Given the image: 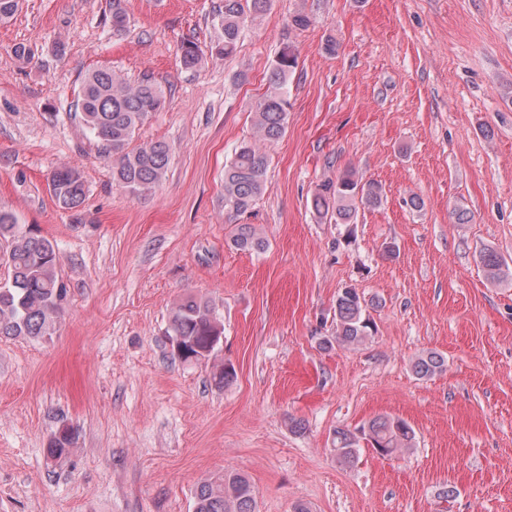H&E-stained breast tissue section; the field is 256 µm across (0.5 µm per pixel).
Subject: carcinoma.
<instances>
[{
  "instance_id": "obj_1",
  "label": "carcinoma",
  "mask_w": 512,
  "mask_h": 512,
  "mask_svg": "<svg viewBox=\"0 0 512 512\" xmlns=\"http://www.w3.org/2000/svg\"><path fill=\"white\" fill-rule=\"evenodd\" d=\"M271 0H222L219 15L224 39L210 46V56L229 58L235 55L244 23L256 22L268 11ZM112 32L125 31L128 12L125 0H112L110 5ZM181 65L187 70L201 67L204 54L198 44L188 40L179 47ZM297 68V55L291 44L276 55L268 76L267 90L254 109L255 139L242 141L229 164L224 167V211L239 216L249 211L267 190L266 174L270 163L269 148L286 133L288 127L287 87ZM166 97L151 76L145 75L135 84L108 68L88 71L76 96V116L83 127L112 156V176L136 193L153 190L167 172L170 148L156 140L131 146L136 132L150 115L165 106ZM56 204L65 210L82 205L86 196L85 182L77 171L60 167L49 181ZM383 199L382 187L362 181L352 170L336 180H326L312 198V208L320 218L336 224H353L359 208L378 206ZM233 245L240 250L263 247V240L251 224L236 225ZM487 271L497 276L504 263L501 255L486 248L480 255ZM0 260L8 268V280L0 284V337L49 336L61 316L68 289L58 270V255L47 238L19 228L15 215L0 208ZM335 336L326 339V347L359 346L372 335L373 321L363 296L346 287L336 296ZM223 333V325L212 303L202 297L186 295L171 310L166 336L180 343L184 355L178 360L189 363L190 355L207 345L209 336ZM445 360L429 352L413 364L416 375L431 377L443 370ZM235 377L230 364L215 366L213 381L222 388ZM361 436L348 430L335 432L336 457L351 463L359 439H364L381 456H393L414 446L415 432L403 419L378 415L360 429ZM71 445V434L64 428L50 442L48 455L61 457ZM256 492L250 480L239 472H226L200 482L194 490V512H256Z\"/></svg>"
}]
</instances>
